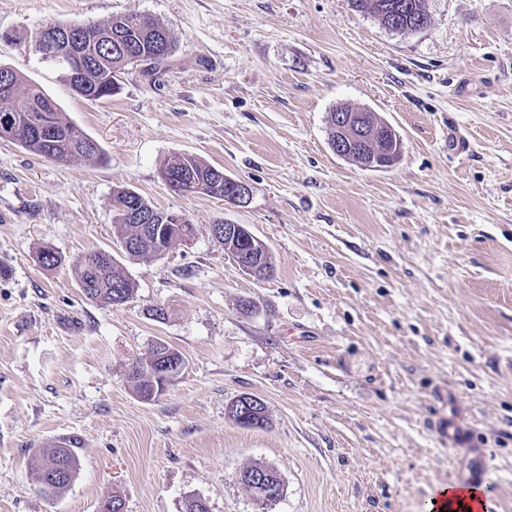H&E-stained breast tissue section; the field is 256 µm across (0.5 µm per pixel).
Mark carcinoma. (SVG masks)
<instances>
[{
	"label": "carcinoma",
	"mask_w": 512,
	"mask_h": 512,
	"mask_svg": "<svg viewBox=\"0 0 512 512\" xmlns=\"http://www.w3.org/2000/svg\"><path fill=\"white\" fill-rule=\"evenodd\" d=\"M352 7L359 12L374 16L389 13L394 7L401 8V21L414 22L420 19L430 22L424 0H351ZM54 26L70 29L72 40L80 41L79 54L83 65L67 69L64 60L70 56L68 46L57 41L50 43L61 61L54 65L61 73V79L70 88L79 87L86 92L88 101L105 100L118 89L119 77L125 73L128 63L117 53L115 46L122 43L131 47L144 65L143 73L154 74L166 66L175 51L173 37L169 30L157 20L135 11L112 17L108 23L71 24L57 21ZM8 116L6 138L18 143L25 150L57 162L72 159L82 160L90 165L104 161L105 151L97 146L95 155L84 153L87 140L91 139L63 112L58 103L38 84L27 81L16 71H11L8 83L0 82V118ZM379 123L378 147L389 151L392 148L393 126L379 118L376 113H365V122ZM164 169L181 179L179 189L183 194H198L217 198L229 191V179L217 185L212 181L216 167L193 155H180L168 162ZM136 205L144 210H157L152 202L132 189L112 192L114 221L121 229L120 242L141 239V225L124 224L117 214L125 208ZM171 226L161 222L152 225L150 235L142 239L141 248L126 252L128 256H143L147 250L166 246L169 243ZM73 274L85 297L101 306H111L118 299H128L136 288L123 264L114 254L105 257L100 250L85 253L73 267ZM77 459L68 448H55L44 455L39 467V484L49 495L61 493L71 482ZM244 483L256 502H261L267 489L281 496L283 485L276 468L257 463L243 472Z\"/></svg>",
	"instance_id": "carcinoma-1"
}]
</instances>
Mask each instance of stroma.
<instances>
[{
  "mask_svg": "<svg viewBox=\"0 0 512 512\" xmlns=\"http://www.w3.org/2000/svg\"><path fill=\"white\" fill-rule=\"evenodd\" d=\"M425 4L430 25L396 33L350 0H0V65L107 155L0 139V512H98L115 493L125 512H430L473 448L495 467L490 512H512V0ZM133 10L171 32L166 69L91 102L41 61L46 24ZM346 104L398 130L395 165L336 156L328 115ZM452 128L468 153L449 151ZM184 153L247 182L249 204L172 192L160 171ZM123 187L197 233L122 256L135 292L103 307L71 268L118 251ZM220 222L268 245L270 280L236 266ZM45 245L61 267L39 264ZM159 340L185 366L147 400L127 373ZM243 394L263 426L230 418ZM442 413L457 443L434 431ZM60 438L78 467L49 498L37 471ZM255 462L284 483L266 509L239 477Z\"/></svg>",
  "mask_w": 512,
  "mask_h": 512,
  "instance_id": "35a3bbf8",
  "label": "stroma"
}]
</instances>
